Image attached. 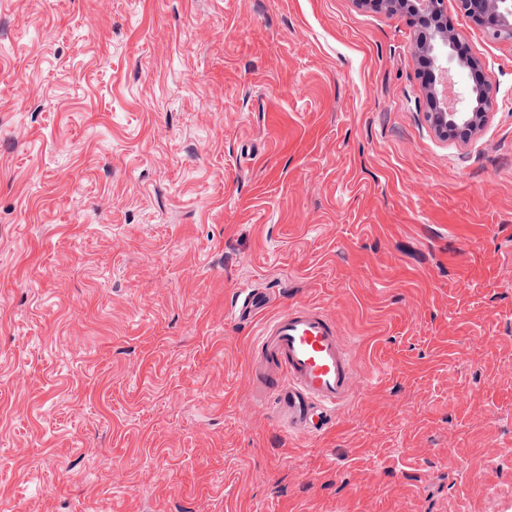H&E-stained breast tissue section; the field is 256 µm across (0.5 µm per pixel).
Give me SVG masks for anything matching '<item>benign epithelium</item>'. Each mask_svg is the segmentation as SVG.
<instances>
[{"instance_id": "7a95c632", "label": "benign epithelium", "mask_w": 512, "mask_h": 512, "mask_svg": "<svg viewBox=\"0 0 512 512\" xmlns=\"http://www.w3.org/2000/svg\"><path fill=\"white\" fill-rule=\"evenodd\" d=\"M458 3L473 24L486 28L495 38L512 41V0H458ZM443 4L444 0L412 2L413 7L424 16L437 20L433 42L423 47L432 60L427 86L436 103V111L428 113V116L439 136L465 142L482 130L487 111L493 105L494 94L489 83L478 81L470 88L471 104L457 110L448 108L447 68L443 66V61L454 59L463 67L471 66L472 61L455 55L460 37L456 32L448 30L447 24L439 21Z\"/></svg>"}]
</instances>
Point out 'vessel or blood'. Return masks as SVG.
Wrapping results in <instances>:
<instances>
[{
	"label": "vessel or blood",
	"mask_w": 512,
	"mask_h": 512,
	"mask_svg": "<svg viewBox=\"0 0 512 512\" xmlns=\"http://www.w3.org/2000/svg\"><path fill=\"white\" fill-rule=\"evenodd\" d=\"M265 294L237 289L230 315L256 324L253 366L265 384L274 385L272 412L283 432L304 437L315 419L343 406L353 391L354 368L334 321L322 309L294 305L265 318Z\"/></svg>",
	"instance_id": "obj_1"
}]
</instances>
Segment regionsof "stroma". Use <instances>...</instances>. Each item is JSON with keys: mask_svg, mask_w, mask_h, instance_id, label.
Listing matches in <instances>:
<instances>
[{"mask_svg": "<svg viewBox=\"0 0 512 512\" xmlns=\"http://www.w3.org/2000/svg\"><path fill=\"white\" fill-rule=\"evenodd\" d=\"M440 137L409 11L0 0V512H512V42ZM332 316L356 374L289 437L252 325Z\"/></svg>", "mask_w": 512, "mask_h": 512, "instance_id": "stroma-1", "label": "stroma"}]
</instances>
